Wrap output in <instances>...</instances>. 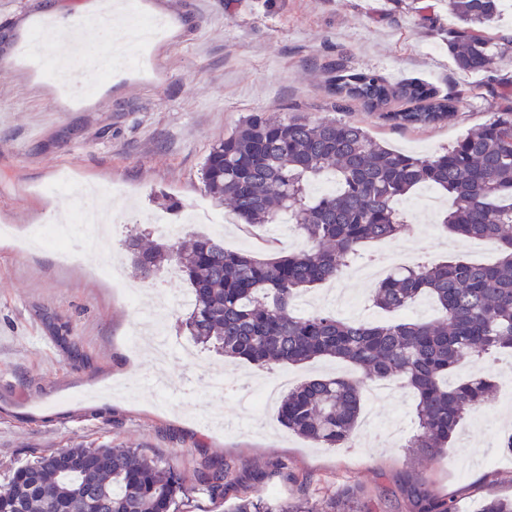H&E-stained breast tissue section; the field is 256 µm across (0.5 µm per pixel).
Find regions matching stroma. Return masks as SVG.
Instances as JSON below:
<instances>
[{
    "label": "stroma",
    "mask_w": 512,
    "mask_h": 512,
    "mask_svg": "<svg viewBox=\"0 0 512 512\" xmlns=\"http://www.w3.org/2000/svg\"><path fill=\"white\" fill-rule=\"evenodd\" d=\"M84 0H0V477L33 456L77 443L129 444L170 464L184 495L180 512H224V501L200 489L202 457L230 466L239 483L256 469L280 461L298 482L266 481L276 499L306 496L322 503L350 486L371 497L375 512H416L407 488L426 484L453 497L460 512L486 498L512 497V454L498 447L512 430V349L470 357L457 377L487 376L497 389L479 406L481 423L465 419L445 453L415 460L404 447L415 431L416 398L406 388L389 399L363 396L377 432L358 425L350 448H317L279 425L276 406L252 415L248 393L276 377L294 383L320 374L357 378L358 368L336 359L286 367L230 362L199 350L198 360L172 356L155 378L151 345L136 342L140 316L154 308L157 290H187L181 276L163 270L138 278L125 251L132 234L148 232L161 213L159 197L187 208L208 202L218 214L227 205L211 198L200 169L211 147L255 112L285 118L354 121L394 150L432 156L478 128L499 103L502 81L512 78V46L491 71H459L446 38L455 20L448 0H136L140 14L174 19L177 28L155 44L148 61L114 70L93 92L60 93L53 73H36L19 59L41 26L79 14ZM350 66L396 83L418 78L440 93L463 95L447 123L423 129L382 125L357 101L336 110L328 66L337 56ZM73 185L46 194L60 172ZM99 185L95 205L115 212L104 223L118 281L101 275L99 254L81 251L60 265L49 249L22 251L18 236L36 224H58L79 237L82 206L77 188ZM125 197L113 199V186ZM423 214L403 213L406 232L396 247L423 263L453 256L491 263L445 232L450 205ZM225 247L255 256L291 251L268 228L224 227ZM223 377V391L211 381Z\"/></svg>",
    "instance_id": "obj_1"
}]
</instances>
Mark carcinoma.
<instances>
[{
    "label": "carcinoma",
    "mask_w": 512,
    "mask_h": 512,
    "mask_svg": "<svg viewBox=\"0 0 512 512\" xmlns=\"http://www.w3.org/2000/svg\"><path fill=\"white\" fill-rule=\"evenodd\" d=\"M448 5L456 19L448 30L456 68L490 71L497 43L488 28L500 17L501 0ZM330 71L339 100L361 102L392 127L441 124L464 103L423 81L390 83L376 73H354L342 57ZM325 173L336 177V191L315 196L311 184ZM200 175L208 193L228 203L242 223L274 224L286 213L311 248L258 258L206 236L181 248L167 241L144 247L139 237L129 238L126 249L142 279L173 263L189 281L193 301L182 325L195 342L258 367L335 358L362 369L363 380L313 377L280 398L282 426L320 448L351 443L365 381L396 380L418 400L409 454L430 459L447 449L467 411L496 388L487 377L451 376L471 355L512 348V98L502 97L479 129L430 158L391 150L356 123L255 113L211 148ZM420 185L453 197L443 219L448 233L495 242L499 259L401 267L375 285L376 307L401 312L425 295L440 311L434 320L373 324L330 310L296 316V297L337 278L362 243L406 230L394 204ZM228 474V465L206 460L198 480L222 495ZM180 491L173 468L130 446L77 445L6 475L0 512H179ZM409 494L419 512H459L453 498L427 488L412 487ZM225 504V512H366L349 490L320 508L306 498L272 508L260 489ZM477 512H512V498H486Z\"/></svg>",
    "instance_id": "1"
}]
</instances>
